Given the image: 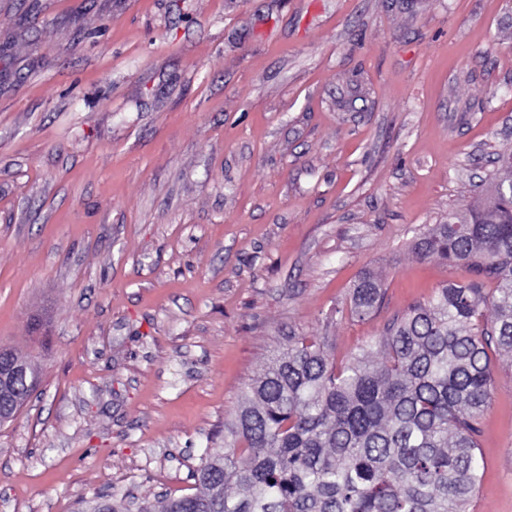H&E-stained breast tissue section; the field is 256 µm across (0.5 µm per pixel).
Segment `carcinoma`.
I'll use <instances>...</instances> for the list:
<instances>
[{
    "mask_svg": "<svg viewBox=\"0 0 512 512\" xmlns=\"http://www.w3.org/2000/svg\"><path fill=\"white\" fill-rule=\"evenodd\" d=\"M497 163L482 205L411 242L418 258L465 266L473 279L443 284L339 366L328 337H288L224 424V447L205 449L198 491L159 512H468L490 352L512 360V149ZM384 303L367 271L339 313L365 319ZM130 499L98 493L85 512H126Z\"/></svg>",
    "mask_w": 512,
    "mask_h": 512,
    "instance_id": "obj_1",
    "label": "carcinoma"
}]
</instances>
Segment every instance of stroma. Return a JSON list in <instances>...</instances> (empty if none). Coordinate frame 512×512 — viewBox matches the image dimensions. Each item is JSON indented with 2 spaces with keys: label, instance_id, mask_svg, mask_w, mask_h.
Returning <instances> with one entry per match:
<instances>
[{
  "label": "stroma",
  "instance_id": "obj_1",
  "mask_svg": "<svg viewBox=\"0 0 512 512\" xmlns=\"http://www.w3.org/2000/svg\"><path fill=\"white\" fill-rule=\"evenodd\" d=\"M512 148V0H0V512L192 494L291 335L337 361L465 268L416 233ZM376 315H339L363 271ZM469 512H512L495 357Z\"/></svg>",
  "mask_w": 512,
  "mask_h": 512
}]
</instances>
